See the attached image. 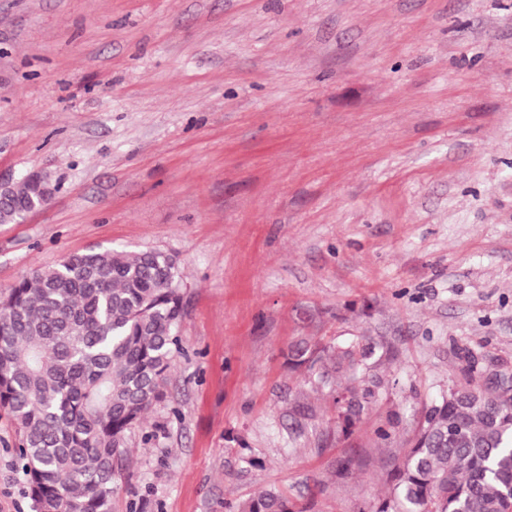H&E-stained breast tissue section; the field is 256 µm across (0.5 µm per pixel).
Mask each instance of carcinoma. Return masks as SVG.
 <instances>
[{
  "instance_id": "cac0c4a2",
  "label": "carcinoma",
  "mask_w": 512,
  "mask_h": 512,
  "mask_svg": "<svg viewBox=\"0 0 512 512\" xmlns=\"http://www.w3.org/2000/svg\"><path fill=\"white\" fill-rule=\"evenodd\" d=\"M48 181L20 177L1 193L0 224L40 204ZM186 316L177 260L158 250L89 249L36 268L0 292V410L16 423V449L34 512H112L131 431L166 398L177 328ZM366 336L288 349L291 370L329 389L336 434L347 439L385 379ZM466 384L427 405L376 512H512V378L475 393ZM398 414L378 427L392 439ZM238 512H291L263 492Z\"/></svg>"
}]
</instances>
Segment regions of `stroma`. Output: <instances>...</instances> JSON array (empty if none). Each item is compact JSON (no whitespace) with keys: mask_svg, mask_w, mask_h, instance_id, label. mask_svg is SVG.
<instances>
[{"mask_svg":"<svg viewBox=\"0 0 512 512\" xmlns=\"http://www.w3.org/2000/svg\"><path fill=\"white\" fill-rule=\"evenodd\" d=\"M30 172L58 190L0 224V291L96 247L184 280L112 512H374L391 414L512 376V0H0V180ZM350 336L399 359L344 440L284 354ZM16 440L0 512H33ZM239 512H292L288 500L275 492H263L256 497L242 503Z\"/></svg>","mask_w":512,"mask_h":512,"instance_id":"35a3bbf8","label":"stroma"}]
</instances>
